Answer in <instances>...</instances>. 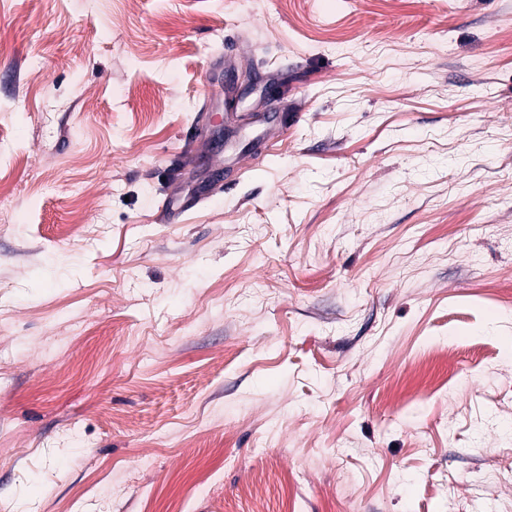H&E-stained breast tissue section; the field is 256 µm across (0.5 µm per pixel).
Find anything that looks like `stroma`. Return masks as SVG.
Here are the masks:
<instances>
[{
  "instance_id": "obj_1",
  "label": "stroma",
  "mask_w": 512,
  "mask_h": 512,
  "mask_svg": "<svg viewBox=\"0 0 512 512\" xmlns=\"http://www.w3.org/2000/svg\"><path fill=\"white\" fill-rule=\"evenodd\" d=\"M0 171L8 512H512V0H0Z\"/></svg>"
}]
</instances>
